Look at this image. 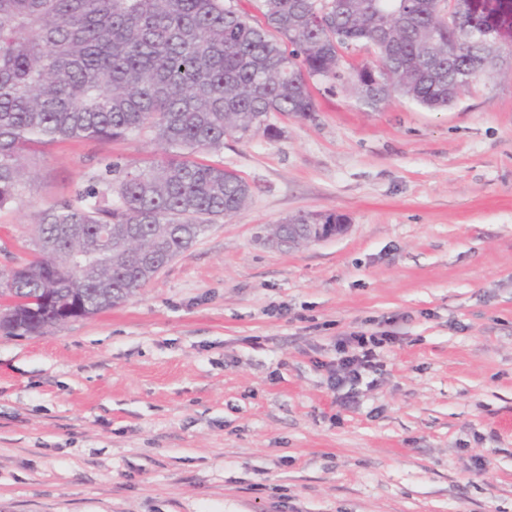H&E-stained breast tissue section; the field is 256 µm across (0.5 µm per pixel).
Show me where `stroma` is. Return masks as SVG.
Here are the masks:
<instances>
[{"instance_id": "35a3bbf8", "label": "stroma", "mask_w": 512, "mask_h": 512, "mask_svg": "<svg viewBox=\"0 0 512 512\" xmlns=\"http://www.w3.org/2000/svg\"><path fill=\"white\" fill-rule=\"evenodd\" d=\"M313 118L229 136L251 198L134 297L0 334V512H512V74L447 109L311 84ZM150 137L36 148L0 211V269L36 212ZM299 212L347 231L265 240ZM389 331L344 408L338 336Z\"/></svg>"}]
</instances>
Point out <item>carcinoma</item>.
<instances>
[{"label": "carcinoma", "instance_id": "obj_1", "mask_svg": "<svg viewBox=\"0 0 512 512\" xmlns=\"http://www.w3.org/2000/svg\"><path fill=\"white\" fill-rule=\"evenodd\" d=\"M259 0L263 21L228 0H0V209L14 203L35 145L144 133L167 158L133 170L108 161L74 195L35 218L33 258L0 269L16 305L5 336H40L133 297L219 219L250 185L221 164L224 138L274 136L270 115L310 118V81L340 80L341 51L365 42L358 99L376 109L399 93L446 109L470 85L478 48L454 44L448 0ZM460 25L512 48V0H453ZM299 213L275 225L329 224Z\"/></svg>", "mask_w": 512, "mask_h": 512}]
</instances>
